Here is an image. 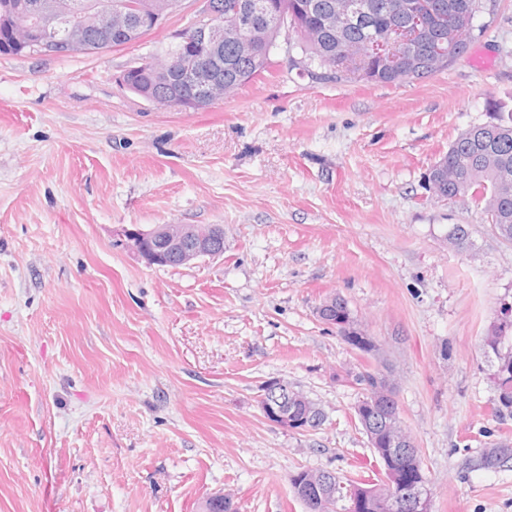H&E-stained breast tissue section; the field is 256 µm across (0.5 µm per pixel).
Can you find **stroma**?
<instances>
[{"label":"stroma","instance_id":"obj_1","mask_svg":"<svg viewBox=\"0 0 512 512\" xmlns=\"http://www.w3.org/2000/svg\"><path fill=\"white\" fill-rule=\"evenodd\" d=\"M184 0L141 43L0 55V512H305L289 478L361 480L380 463L354 407L370 358L321 322L338 296L432 484L431 512H512V442L484 339L512 303V245L471 194L425 187L469 126L512 104V0L478 13L462 57L414 82L314 81L277 43L268 73L206 108L141 99L120 77L202 9ZM135 224H220L224 255L146 265ZM465 224L472 248L446 245ZM280 381L316 430L263 414ZM303 396L302 393L289 388L287 384L272 381L265 387L264 393L259 400V405L262 412L267 415V419L279 426L291 429L306 428L308 424H311V422L315 423V419H317V422L310 425L308 429H301L316 430L326 419L325 413L316 402L308 410V415H312V421L311 419H306L302 422L303 418L300 420L292 418L294 411L289 409L293 404L301 400ZM512 461V443L497 442L491 448H486L475 461L474 466L482 469H497L505 467Z\"/></svg>","mask_w":512,"mask_h":512}]
</instances>
